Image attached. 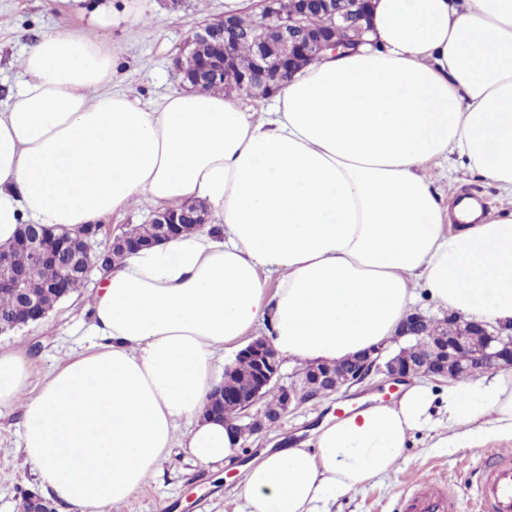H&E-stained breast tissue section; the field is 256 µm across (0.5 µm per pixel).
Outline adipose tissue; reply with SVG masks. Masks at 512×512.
<instances>
[{
	"label": "adipose tissue",
	"instance_id": "1",
	"mask_svg": "<svg viewBox=\"0 0 512 512\" xmlns=\"http://www.w3.org/2000/svg\"><path fill=\"white\" fill-rule=\"evenodd\" d=\"M373 2L372 45L308 66L259 120L222 93L145 107L109 91L114 55L96 38L57 31L26 52L0 111V245L23 224L76 231L143 199L213 216L98 270L99 341L39 390L24 353L0 349V408H22L25 459L73 512L131 502L174 443L203 464L234 454L239 436L204 410L215 357L255 327L300 364L389 340L419 288L512 324V212L442 206L424 174L442 157L512 195V0ZM439 402L435 447L512 439V370L444 391L417 380L326 422L312 449L263 452L241 512H328L398 472Z\"/></svg>",
	"mask_w": 512,
	"mask_h": 512
}]
</instances>
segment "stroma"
<instances>
[{"label": "stroma", "mask_w": 512, "mask_h": 512, "mask_svg": "<svg viewBox=\"0 0 512 512\" xmlns=\"http://www.w3.org/2000/svg\"><path fill=\"white\" fill-rule=\"evenodd\" d=\"M97 4L98 0H79L67 6L60 0H0V109L11 101L28 47L43 34L60 29L111 44L116 59L111 91L142 104L159 101L182 88L174 61L186 39L198 26L224 15V0H145L146 21L97 30L85 19L86 12ZM447 168V161L436 159L426 169L440 202L473 195L489 211H512L511 195L467 171L451 174ZM157 209V204L142 201L124 213L103 218L101 231L91 240L93 252L108 251L115 235L147 223ZM96 287V277H89L83 288L69 295L43 321L0 336L1 349L26 351L34 369L33 383H40L94 343L90 302ZM376 383L372 376L349 390L315 398L282 414L274 426L245 436L239 452L222 466L194 462L183 448L173 447L136 498L130 504L114 506L112 512H238L243 466L268 449L310 447L313 431L327 418L342 417L376 400H397V393L380 390ZM22 430L21 409L0 412V512H23L25 495L40 489L19 449ZM434 434L433 427L416 432L404 450L398 473L336 500L330 504V512H397L412 481L424 474L457 497L461 512H474L480 465L497 449H512V440L489 439L473 449L448 450L432 448ZM463 458L470 461V469L459 468Z\"/></svg>", "instance_id": "stroma-1"}]
</instances>
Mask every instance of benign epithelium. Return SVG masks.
<instances>
[{"label": "benign epithelium", "mask_w": 512, "mask_h": 512, "mask_svg": "<svg viewBox=\"0 0 512 512\" xmlns=\"http://www.w3.org/2000/svg\"><path fill=\"white\" fill-rule=\"evenodd\" d=\"M274 0H262L265 24L254 28L253 41L257 57L256 70L245 77L244 93L252 97L257 87L275 90L293 77L292 62L299 55L316 56L326 44L311 39L307 27L309 4L288 17L271 21L272 3ZM326 15L330 18L331 27L344 31L343 42L347 43L345 51L356 52L360 47L371 44L369 34L372 30L369 17L370 0H357L351 7L341 6V0H322ZM242 17L232 14L224 15V19L202 26L187 40V48L201 54L212 49L214 54L204 57L205 64L196 80L195 88L199 89L213 77L224 72V60L233 55L236 40L241 31ZM208 221L207 210L197 203L187 202L181 210L164 209L153 214L150 223L155 232L149 240H140L124 232L115 240L126 242L132 250L151 246L160 241H168L177 237L181 225L192 223L202 228ZM102 225L94 224L89 232L80 240L50 239L36 237L34 255L42 261L54 266L56 275L50 282L52 288H66L69 280L78 274L89 276L93 268L100 266V259H92L88 251L87 238L97 234ZM11 250L0 249V288L23 292L24 280L17 275L10 264ZM450 328L447 338L433 344L432 348L418 360L400 356L382 358V349L377 347L360 355L353 369L341 376H336L332 369L319 364L311 375L312 383L309 390L295 387L280 386L283 414L292 407L307 403L314 398L336 392L342 388H350L362 383L374 374L383 376V382L397 385L413 377L439 376L456 380L466 373L471 365L482 369L498 370L512 368V335L507 329H489V326L462 316L443 320ZM426 318L413 312L404 320L401 336L420 335ZM239 355L255 361L257 381L250 395L243 397L233 391L224 392V399L232 401L250 418L249 426L254 431H261L273 417L264 410L256 415L250 409L261 400L262 391L270 384L279 380L281 363L278 353L269 340L259 338L239 352Z\"/></svg>", "instance_id": "1"}]
</instances>
